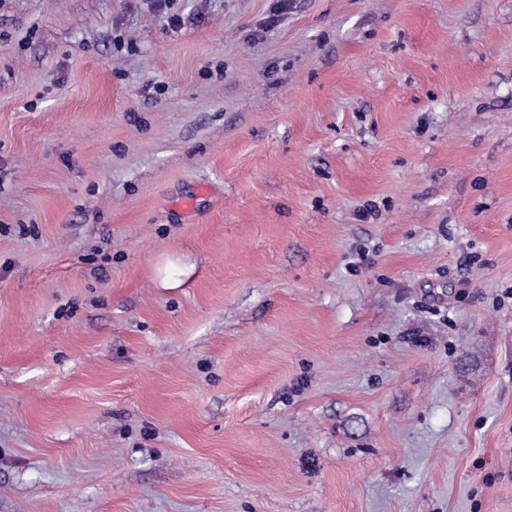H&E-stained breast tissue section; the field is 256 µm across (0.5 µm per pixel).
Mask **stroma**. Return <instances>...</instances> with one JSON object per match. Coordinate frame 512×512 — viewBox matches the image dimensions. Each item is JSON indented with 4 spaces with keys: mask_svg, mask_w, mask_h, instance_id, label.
<instances>
[{
    "mask_svg": "<svg viewBox=\"0 0 512 512\" xmlns=\"http://www.w3.org/2000/svg\"><path fill=\"white\" fill-rule=\"evenodd\" d=\"M0 512H512V0H0Z\"/></svg>",
    "mask_w": 512,
    "mask_h": 512,
    "instance_id": "obj_1",
    "label": "stroma"
}]
</instances>
